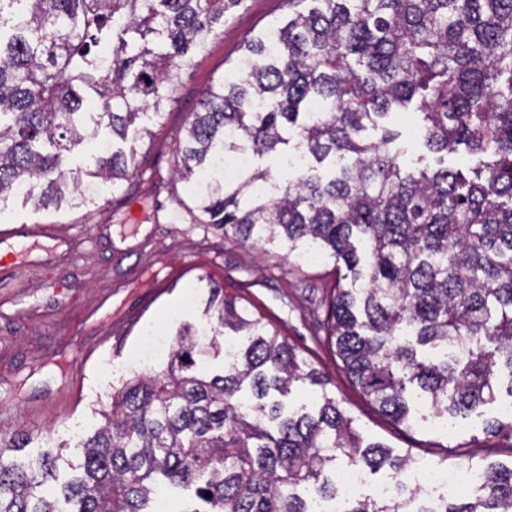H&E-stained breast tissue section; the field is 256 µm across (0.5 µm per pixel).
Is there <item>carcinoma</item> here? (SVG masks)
Segmentation results:
<instances>
[{
    "label": "carcinoma",
    "mask_w": 512,
    "mask_h": 512,
    "mask_svg": "<svg viewBox=\"0 0 512 512\" xmlns=\"http://www.w3.org/2000/svg\"><path fill=\"white\" fill-rule=\"evenodd\" d=\"M288 21L249 37L205 93L176 149L202 223L233 242L334 259L326 340L385 415L408 421V389L437 413L512 396V0H287ZM243 0H0V212L96 203L139 168L137 119L175 101L181 71ZM412 109L437 166H405L397 136L362 132ZM95 144L72 165L73 149ZM463 148L474 176L444 166ZM251 164L224 181V155ZM300 153L277 182L253 161ZM366 281L346 288L342 281ZM211 340L188 325L166 368L122 381L83 445L82 473L58 481L60 451L25 465L26 433L0 431V512H150L157 479L195 488L180 512H311L336 498L340 456L391 469L398 498H354L344 512H512V467H488L468 497L420 509L400 482L414 459L364 444L336 400L291 412L282 398L317 371L281 331L211 289ZM245 343L221 374L194 373ZM211 497H205V493Z\"/></svg>",
    "instance_id": "carcinoma-1"
}]
</instances>
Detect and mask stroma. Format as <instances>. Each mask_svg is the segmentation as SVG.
<instances>
[{
    "label": "stroma",
    "mask_w": 512,
    "mask_h": 512,
    "mask_svg": "<svg viewBox=\"0 0 512 512\" xmlns=\"http://www.w3.org/2000/svg\"><path fill=\"white\" fill-rule=\"evenodd\" d=\"M287 16L285 0H243L182 71L175 103L162 118L141 119L136 149L142 175L106 193L98 205L38 210L17 197L0 211V231L50 224L64 237L87 231L99 239L96 249L60 266L58 288L46 287L37 273L0 265V429L32 435L20 461L60 444V475L70 477L82 461L80 442L94 433L101 410L112 402L113 385L159 367V360L142 358L143 340L155 330L175 342L181 323L200 321L216 284L278 326L326 376L323 387L292 386L290 409L318 406L326 395L336 398L367 441L412 454L420 467L512 464V440L484 432L486 420L499 417L501 405L512 400L506 392L465 416L438 415L417 404L410 426L366 400L327 343L325 311L316 305L334 283L332 258L322 254L293 271L285 251L243 247L214 225L193 223L190 186L172 178L177 145L203 93L231 71L245 40ZM384 125L398 132L395 145L406 160L435 162L412 114H396ZM107 315L113 337L125 341L121 351L97 344L91 333L92 320Z\"/></svg>",
    "instance_id": "obj_1"
}]
</instances>
